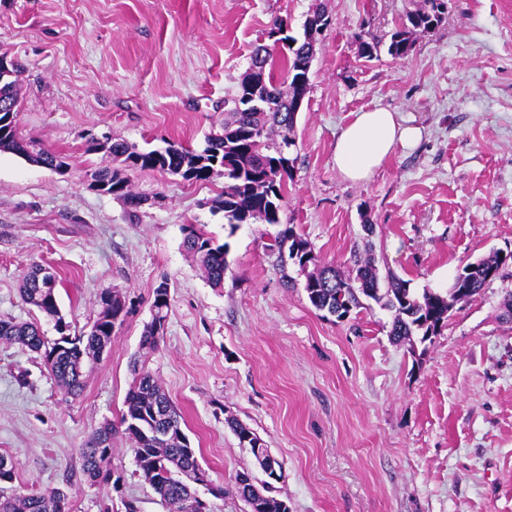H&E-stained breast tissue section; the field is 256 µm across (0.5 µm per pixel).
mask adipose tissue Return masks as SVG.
Returning a JSON list of instances; mask_svg holds the SVG:
<instances>
[{
	"label": "adipose tissue",
	"mask_w": 512,
	"mask_h": 512,
	"mask_svg": "<svg viewBox=\"0 0 512 512\" xmlns=\"http://www.w3.org/2000/svg\"><path fill=\"white\" fill-rule=\"evenodd\" d=\"M420 135L418 128L405 125L398 113L391 110L356 112L336 139L334 164L345 179L364 182L388 161L396 146L410 145Z\"/></svg>",
	"instance_id": "1"
}]
</instances>
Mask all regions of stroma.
<instances>
[{
    "mask_svg": "<svg viewBox=\"0 0 512 512\" xmlns=\"http://www.w3.org/2000/svg\"><path fill=\"white\" fill-rule=\"evenodd\" d=\"M331 17L297 116L296 159L281 225H230L204 183L126 171L139 209L98 192L112 167L89 138L141 148L203 149L221 132L224 100L269 43L275 19L302 37L316 6ZM419 0H0V55L18 61L19 125L38 148L67 156L60 174L0 153V318L53 320L20 297L23 274L50 268L71 333L89 332L107 290L128 313L63 394L43 357L0 341V455L5 493L60 488L68 512H168L138 470L121 423L132 364L168 281L164 334L146 369L181 413L213 512H248L237 473L261 470L228 426L251 428L282 465L289 512H512V265L456 305L431 341L389 337L388 310L362 300L340 321L316 310L292 261L271 244L280 227L321 262L351 271L373 254L420 292L447 290L466 263L512 251V0H448L409 57L359 59L360 39L388 44ZM385 107L423 135L396 147L365 183L338 173L333 148L354 112ZM195 224L227 246L212 286L183 247ZM374 233H367V225ZM112 424V480L93 485L81 449Z\"/></svg>",
    "mask_w": 512,
    "mask_h": 512,
    "instance_id": "35a3bbf8",
    "label": "stroma"
}]
</instances>
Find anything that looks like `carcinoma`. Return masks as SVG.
I'll use <instances>...</instances> for the list:
<instances>
[{
	"instance_id": "1",
	"label": "carcinoma",
	"mask_w": 512,
	"mask_h": 512,
	"mask_svg": "<svg viewBox=\"0 0 512 512\" xmlns=\"http://www.w3.org/2000/svg\"><path fill=\"white\" fill-rule=\"evenodd\" d=\"M446 0H422L421 6L409 13L390 36L387 53L397 59L409 56L417 36L436 28L443 20ZM310 21L303 26L302 41L287 35L288 24L277 20L270 36L274 44H282L288 53L260 44L251 55V64L242 75L234 95L224 105V132L208 139L207 146L196 151L177 142L161 149L140 150L125 140L103 143L89 140L88 150H102L130 170H152L179 176L185 181L206 182L217 171L224 172V192L216 207L224 212L229 224H280L284 207L285 178L290 176L295 159L283 154L282 144L295 136L297 113L293 103L305 98L314 47L309 41ZM15 76L0 80V101L14 103L20 97V64L13 63ZM31 142L22 134L18 113L0 126V152H10L37 164L52 165L58 154L30 151ZM97 181L107 192L138 208L143 197L134 193L128 180L116 171L104 169ZM183 246L198 263L212 285L224 282L226 245L218 243L195 224L185 227ZM278 253L288 251V258L305 274L304 290L310 304L319 311L342 319L359 305L363 295L392 313L390 336L397 343L425 342L436 335L448 313L458 303L479 297L493 280L512 263V254L495 251L463 267V279L451 292L429 288L420 294L407 282L388 271L380 274L375 261H356L355 277L341 274L333 266L319 264L307 240L285 231L278 237ZM57 283L56 276L35 265L21 278L23 301L48 317L63 321L56 291L43 292L44 281ZM155 316L145 327L140 346L153 352L159 342L156 323H165L169 308L168 284L160 283L153 291ZM102 309L95 324L104 339L71 334L69 349L61 352L50 368L59 386L68 395L83 390V374L87 363L96 359L102 342H111L113 327L127 314L125 298L117 291L101 295ZM0 341L17 343L32 351L46 354L51 341L33 322L0 319ZM122 415L124 434L133 444L136 466L155 493L168 505L169 512H180L183 502L194 498L196 490L186 481L189 472L200 466L196 449L189 448L188 437L181 428L182 417L158 381L145 369L137 372L134 386L125 398ZM239 443L250 448L260 468H265L262 455L265 444L247 426L228 421ZM83 470L93 485L105 484L112 475V427L96 431L82 448ZM0 512H67V494L59 488L39 494H0Z\"/></svg>"
}]
</instances>
